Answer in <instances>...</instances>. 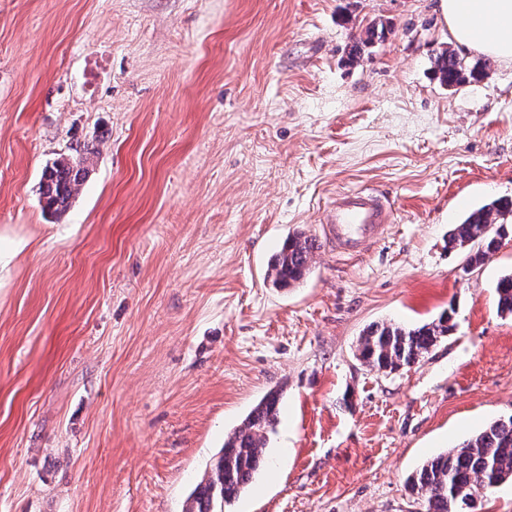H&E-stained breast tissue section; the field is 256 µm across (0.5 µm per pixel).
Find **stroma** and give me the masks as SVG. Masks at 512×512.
Returning <instances> with one entry per match:
<instances>
[{"label":"stroma","mask_w":512,"mask_h":512,"mask_svg":"<svg viewBox=\"0 0 512 512\" xmlns=\"http://www.w3.org/2000/svg\"><path fill=\"white\" fill-rule=\"evenodd\" d=\"M438 4L0 0V233L29 242L0 282V512H183L272 391L269 463L228 512H424L420 465L512 417V240L473 270L445 245L512 198V64ZM445 48L480 79L441 85ZM79 144L78 194L44 212ZM355 190L384 235L273 286L288 235ZM446 312L418 363L360 361L369 325ZM71 150L70 155L47 166L42 175L44 208L59 215L70 208L77 186L87 172L89 156L94 153L88 146H76Z\"/></svg>","instance_id":"stroma-1"}]
</instances>
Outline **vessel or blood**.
Instances as JSON below:
<instances>
[{
  "label": "vessel or blood",
  "mask_w": 512,
  "mask_h": 512,
  "mask_svg": "<svg viewBox=\"0 0 512 512\" xmlns=\"http://www.w3.org/2000/svg\"><path fill=\"white\" fill-rule=\"evenodd\" d=\"M388 220L389 212L377 195L344 193L327 210L321 243L342 254L360 253L382 234Z\"/></svg>",
  "instance_id": "vessel-or-blood-1"
}]
</instances>
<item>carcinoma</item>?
Returning a JSON list of instances; mask_svg holds the SVG:
<instances>
[{
  "mask_svg": "<svg viewBox=\"0 0 512 512\" xmlns=\"http://www.w3.org/2000/svg\"><path fill=\"white\" fill-rule=\"evenodd\" d=\"M383 37L373 26L355 40L348 51V63L356 64L364 49ZM440 80L448 87L474 77L456 52L442 50L435 59ZM93 150L76 146L70 155L45 168L42 175L44 208L56 214L71 206L77 186L87 172ZM512 200L496 199L469 213L448 231V248L466 253L467 265L479 267L490 261L504 240L512 237ZM314 246L303 234L288 237L274 257L268 276L279 288L299 281L313 260ZM500 314L512 316V274L496 286ZM449 314L415 328L396 323H376L363 331L359 356L367 365L383 372H395L417 362L453 330ZM279 393H268L224 439L216 463L205 472L186 504V512H217L216 507L232 503L248 488L266 460L267 439L277 423ZM512 480V417L496 420L463 446L425 461L410 478V488L424 505V512H460L498 485Z\"/></svg>",
  "mask_w": 512,
  "mask_h": 512,
  "instance_id": "1",
  "label": "carcinoma"
}]
</instances>
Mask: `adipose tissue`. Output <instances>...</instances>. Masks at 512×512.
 I'll use <instances>...</instances> for the list:
<instances>
[{
    "label": "adipose tissue",
    "mask_w": 512,
    "mask_h": 512,
    "mask_svg": "<svg viewBox=\"0 0 512 512\" xmlns=\"http://www.w3.org/2000/svg\"><path fill=\"white\" fill-rule=\"evenodd\" d=\"M453 41L512 64V0H440Z\"/></svg>",
    "instance_id": "adipose-tissue-1"
}]
</instances>
